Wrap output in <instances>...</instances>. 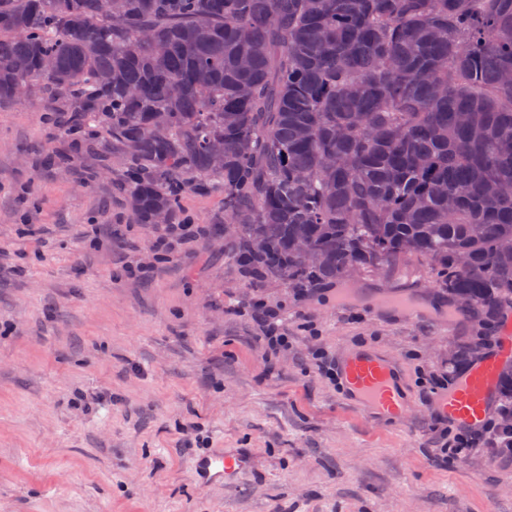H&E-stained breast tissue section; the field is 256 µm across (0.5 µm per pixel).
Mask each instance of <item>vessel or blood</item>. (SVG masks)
<instances>
[{
	"instance_id": "vessel-or-blood-1",
	"label": "vessel or blood",
	"mask_w": 512,
	"mask_h": 512,
	"mask_svg": "<svg viewBox=\"0 0 512 512\" xmlns=\"http://www.w3.org/2000/svg\"><path fill=\"white\" fill-rule=\"evenodd\" d=\"M383 304L405 321L422 315L420 307L405 295L385 297ZM499 345L497 353L473 367L447 395L436 399L435 407L443 418L464 425L485 419L498 370L504 360L512 359V336L501 338ZM337 370L348 401L370 421L394 422L404 417L406 397L391 358L374 350H354L338 359ZM249 465L247 453L227 448L197 460L194 471L201 484L211 485L232 481Z\"/></svg>"
}]
</instances>
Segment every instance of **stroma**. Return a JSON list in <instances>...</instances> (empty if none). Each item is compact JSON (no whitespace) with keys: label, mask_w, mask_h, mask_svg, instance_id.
Returning a JSON list of instances; mask_svg holds the SVG:
<instances>
[{"label":"stroma","mask_w":512,"mask_h":512,"mask_svg":"<svg viewBox=\"0 0 512 512\" xmlns=\"http://www.w3.org/2000/svg\"><path fill=\"white\" fill-rule=\"evenodd\" d=\"M124 168L119 152L73 150L39 103L0 105V512H512V450L432 407L473 324L379 306L434 294L425 262L354 273L352 302L333 283L298 296L200 234L224 222L212 188L183 196L194 231L161 258L160 228L124 203ZM256 300L289 338L272 363ZM361 346L400 363L401 422H367L316 366ZM452 432L474 446L445 460ZM225 448L251 469L200 485L195 460ZM382 304L395 310L394 315L403 321H415L422 315L421 308L404 294L387 296Z\"/></svg>","instance_id":"35a3bbf8"}]
</instances>
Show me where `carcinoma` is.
Wrapping results in <instances>:
<instances>
[{
  "mask_svg": "<svg viewBox=\"0 0 512 512\" xmlns=\"http://www.w3.org/2000/svg\"><path fill=\"white\" fill-rule=\"evenodd\" d=\"M20 82L126 157L139 224L217 182L261 277L416 257L449 313L512 311V0H0V101Z\"/></svg>",
  "mask_w": 512,
  "mask_h": 512,
  "instance_id": "carcinoma-1",
  "label": "carcinoma"
}]
</instances>
